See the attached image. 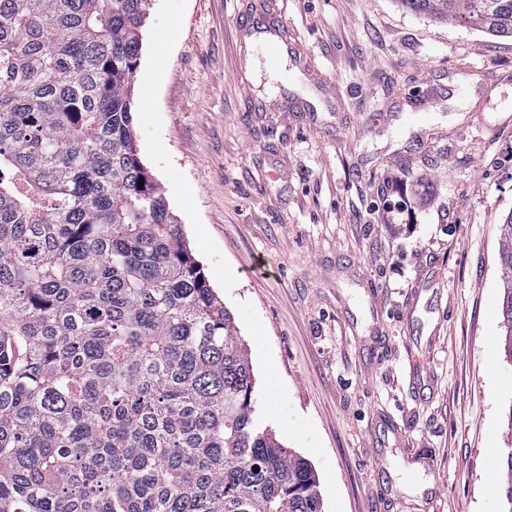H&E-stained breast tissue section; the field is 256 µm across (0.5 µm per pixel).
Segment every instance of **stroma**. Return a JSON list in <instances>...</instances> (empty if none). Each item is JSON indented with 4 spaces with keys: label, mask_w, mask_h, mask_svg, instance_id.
Masks as SVG:
<instances>
[{
    "label": "stroma",
    "mask_w": 512,
    "mask_h": 512,
    "mask_svg": "<svg viewBox=\"0 0 512 512\" xmlns=\"http://www.w3.org/2000/svg\"><path fill=\"white\" fill-rule=\"evenodd\" d=\"M141 33L139 157L323 512H512V40L397 0H148ZM251 35H254L256 38H261V35H266L267 33H270L272 35H275L278 37V41H271L272 45L270 47L271 54L280 57L282 54L286 53L288 54H296V47L293 43H291L287 37H284L282 32L276 31L270 28L267 30V28H264L262 26H259V23H257L255 26L252 27L250 30ZM499 262L502 268L503 289L501 316L504 331L505 352L512 361V213L499 225Z\"/></svg>",
    "instance_id": "1"
}]
</instances>
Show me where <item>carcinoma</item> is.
I'll use <instances>...</instances> for the list:
<instances>
[{"label":"carcinoma","instance_id":"carcinoma-1","mask_svg":"<svg viewBox=\"0 0 512 512\" xmlns=\"http://www.w3.org/2000/svg\"><path fill=\"white\" fill-rule=\"evenodd\" d=\"M145 0H0V512H322L137 150ZM512 38V0H400ZM512 358V213L499 225Z\"/></svg>","mask_w":512,"mask_h":512}]
</instances>
